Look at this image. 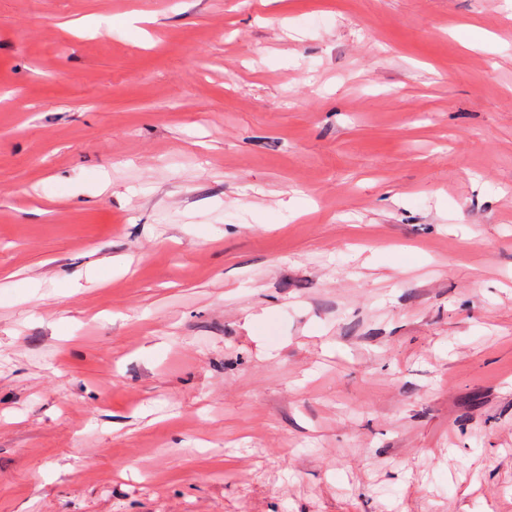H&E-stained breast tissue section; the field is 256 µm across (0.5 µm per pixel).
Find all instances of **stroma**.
Returning a JSON list of instances; mask_svg holds the SVG:
<instances>
[{
  "instance_id": "35a3bbf8",
  "label": "stroma",
  "mask_w": 512,
  "mask_h": 512,
  "mask_svg": "<svg viewBox=\"0 0 512 512\" xmlns=\"http://www.w3.org/2000/svg\"><path fill=\"white\" fill-rule=\"evenodd\" d=\"M0 512H512V0H0Z\"/></svg>"
}]
</instances>
